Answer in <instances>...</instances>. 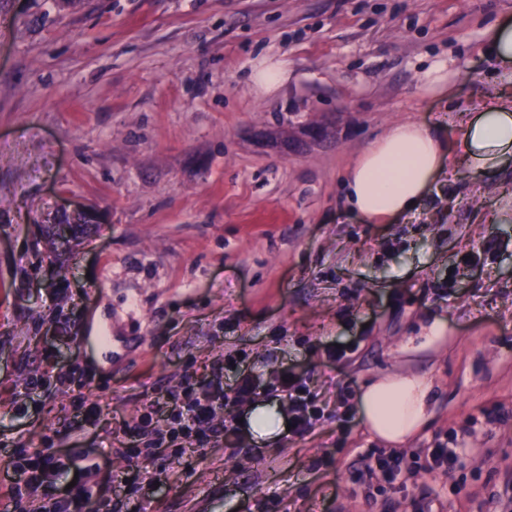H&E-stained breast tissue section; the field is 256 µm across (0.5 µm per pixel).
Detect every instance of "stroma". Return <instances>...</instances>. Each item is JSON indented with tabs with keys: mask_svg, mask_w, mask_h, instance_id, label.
<instances>
[{
	"mask_svg": "<svg viewBox=\"0 0 512 512\" xmlns=\"http://www.w3.org/2000/svg\"><path fill=\"white\" fill-rule=\"evenodd\" d=\"M511 13L512 0H0V473L21 448L59 465L0 512H44L91 464L117 512H503L512 156L471 176L463 118L444 108L512 96L485 51ZM281 57L288 80L265 92L252 73ZM443 116L452 163L420 211L345 216L344 168L398 122ZM306 124L324 136L303 139ZM80 210L98 223L54 236ZM437 318L445 334L427 339ZM49 362L75 384L29 389ZM217 363L225 388L242 373L257 385L215 413L234 436L144 457L138 411L165 421ZM396 372L433 391L426 426L391 446L355 399ZM285 374L327 408L304 437L263 445L244 420L265 404L291 417ZM84 396L101 408L89 428ZM455 436L454 468H428L422 449ZM371 452L401 458L404 488L358 481Z\"/></svg>",
	"mask_w": 512,
	"mask_h": 512,
	"instance_id": "obj_1",
	"label": "stroma"
}]
</instances>
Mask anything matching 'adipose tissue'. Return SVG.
Here are the masks:
<instances>
[{
	"label": "adipose tissue",
	"instance_id": "adipose-tissue-1",
	"mask_svg": "<svg viewBox=\"0 0 512 512\" xmlns=\"http://www.w3.org/2000/svg\"><path fill=\"white\" fill-rule=\"evenodd\" d=\"M461 149L475 175L512 155V100H482L462 129ZM446 157L437 130L397 123L345 169L347 210L366 224L417 212ZM431 392V383L422 376L387 375L362 387L356 410L375 439L399 445L427 423Z\"/></svg>",
	"mask_w": 512,
	"mask_h": 512
}]
</instances>
